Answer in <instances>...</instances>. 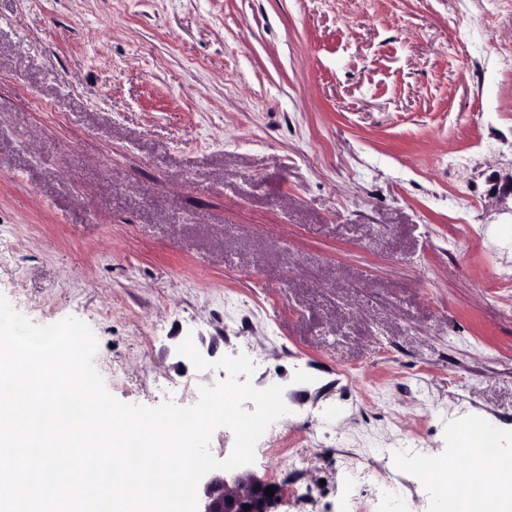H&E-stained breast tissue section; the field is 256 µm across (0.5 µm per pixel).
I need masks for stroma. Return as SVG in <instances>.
<instances>
[{
  "instance_id": "35a3bbf8",
  "label": "stroma",
  "mask_w": 512,
  "mask_h": 512,
  "mask_svg": "<svg viewBox=\"0 0 512 512\" xmlns=\"http://www.w3.org/2000/svg\"><path fill=\"white\" fill-rule=\"evenodd\" d=\"M512 0H0V294L119 401L246 354L285 512L512 451Z\"/></svg>"
}]
</instances>
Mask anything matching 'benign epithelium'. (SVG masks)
<instances>
[{"label":"benign epithelium","mask_w":512,"mask_h":512,"mask_svg":"<svg viewBox=\"0 0 512 512\" xmlns=\"http://www.w3.org/2000/svg\"><path fill=\"white\" fill-rule=\"evenodd\" d=\"M274 489L273 496L265 494ZM285 502L282 486L241 466L208 473L198 486V512H278Z\"/></svg>","instance_id":"1"}]
</instances>
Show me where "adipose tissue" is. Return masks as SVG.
<instances>
[{"instance_id": "1", "label": "adipose tissue", "mask_w": 512, "mask_h": 512, "mask_svg": "<svg viewBox=\"0 0 512 512\" xmlns=\"http://www.w3.org/2000/svg\"><path fill=\"white\" fill-rule=\"evenodd\" d=\"M471 449L468 459L456 467L444 462H432L427 475H439L441 499L458 498L464 512H512V454L498 452L487 456L483 447L488 433L478 425L459 428Z\"/></svg>"}]
</instances>
